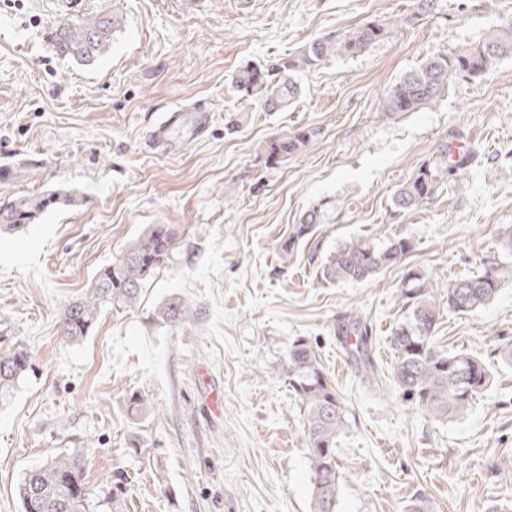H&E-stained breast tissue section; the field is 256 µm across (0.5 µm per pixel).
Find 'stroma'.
Wrapping results in <instances>:
<instances>
[{
    "label": "stroma",
    "instance_id": "stroma-1",
    "mask_svg": "<svg viewBox=\"0 0 512 512\" xmlns=\"http://www.w3.org/2000/svg\"><path fill=\"white\" fill-rule=\"evenodd\" d=\"M0 0V191L63 189L76 201L0 237V352L24 349L32 369L0 401V512H21L31 466L74 448L96 512H313L303 409L288 386V346L315 347L344 407L336 512H483L512 505V282L473 314L442 312L444 351L465 350L494 380L473 407L434 420L401 405L388 336L405 315L402 267L358 283L324 284L316 270L341 241L411 237L402 266L443 301L450 279L499 253L512 225V56L459 78L436 106L387 116L380 103L430 55L482 41L512 24V0ZM93 11L121 16L110 50L90 66L60 57L51 26ZM366 20L393 21L366 52L302 74L300 97L264 111L234 91L245 63L297 54L312 38ZM208 99L213 121L195 138L187 107ZM185 106L167 149L153 122ZM311 132L275 166L260 150L279 132ZM474 149L463 184L440 174L418 209L395 213V191L425 162ZM317 203L325 224L282 261L279 243ZM152 224L184 233L148 280L138 307L104 310L77 344L61 334L65 307L96 272ZM186 299L188 322L155 310ZM370 323L376 379L362 377L337 338L339 316ZM138 392L151 413L134 417Z\"/></svg>",
    "mask_w": 512,
    "mask_h": 512
}]
</instances>
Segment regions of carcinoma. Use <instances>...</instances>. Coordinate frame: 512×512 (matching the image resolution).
<instances>
[{
  "mask_svg": "<svg viewBox=\"0 0 512 512\" xmlns=\"http://www.w3.org/2000/svg\"><path fill=\"white\" fill-rule=\"evenodd\" d=\"M121 27L122 19L115 14L90 13L73 23L57 24L52 32L53 47L64 58L91 65L108 51ZM387 33V23L373 20L341 36L317 37L296 55L240 68L233 76V88L244 99L260 102L267 112L285 111L301 94L298 78L302 73L318 68L329 58L358 55L383 40ZM509 54L512 55V24L492 30L478 44L435 53L386 92L380 111L392 115L427 109L448 93L453 79L481 77ZM309 139L304 131L271 137L262 146L264 163L278 164L301 150ZM475 159L476 152L469 150L451 160L448 176L458 180ZM438 174L436 165L421 164L394 195L396 211L415 210L431 199L437 191ZM73 201V195L60 190L13 195L0 201V233H14L57 204ZM322 217L321 208L316 205L307 210L293 225L288 238L279 244L280 258L293 257L299 245L313 237ZM180 234L176 224H152L127 245L121 256L101 268L85 295L65 310V339L78 343L86 338L105 307H135L148 279L165 267ZM413 248L411 239L399 235L382 243L367 237L351 238L337 244L320 263L317 277L327 284L367 281L381 270L398 265ZM510 279L512 265L493 259L476 274L449 280L448 311L467 315L488 305ZM399 297L407 315L389 336L395 359L390 377L398 395L411 408L433 419L463 416L487 390L491 369L468 352L446 354L434 346L432 333L440 319V306L419 269H402ZM189 316V303L175 295L160 304L156 314L157 320L167 326L183 324ZM339 330L345 333L343 341L355 364L367 375L374 374L369 325L361 316L349 314ZM29 368L30 358L22 350L0 354V401L25 378ZM288 386L304 408L314 512H336L340 490L336 442L344 426V408L315 349L305 338L293 340L288 348ZM153 409L152 399L145 394L133 392L127 397V410L133 416ZM81 463L82 452L74 449L25 472L18 488L21 512H26L33 497L38 512H92V493L84 481Z\"/></svg>",
  "mask_w": 512,
  "mask_h": 512,
  "instance_id": "obj_1",
  "label": "carcinoma"
}]
</instances>
